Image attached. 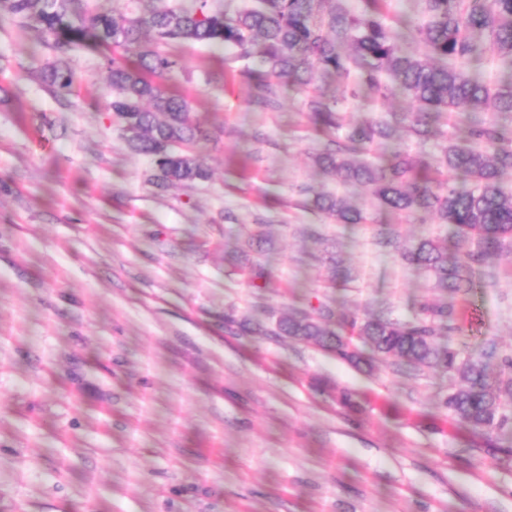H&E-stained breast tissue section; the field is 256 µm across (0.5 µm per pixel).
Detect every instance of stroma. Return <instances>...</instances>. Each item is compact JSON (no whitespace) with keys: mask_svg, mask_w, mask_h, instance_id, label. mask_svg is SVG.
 Segmentation results:
<instances>
[{"mask_svg":"<svg viewBox=\"0 0 512 512\" xmlns=\"http://www.w3.org/2000/svg\"><path fill=\"white\" fill-rule=\"evenodd\" d=\"M165 52L211 176L161 191L112 115L102 53L69 51L58 103L31 75L51 52L0 15V512H512V431L450 414L447 376L264 333L322 304L404 320L445 303L447 343L497 377L512 245L476 288L437 287L400 253L447 244L446 226L363 190L364 224L311 203L338 185L313 166L306 95L341 84L264 109L233 50Z\"/></svg>","mask_w":512,"mask_h":512,"instance_id":"stroma-1","label":"stroma"}]
</instances>
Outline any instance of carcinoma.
<instances>
[{
	"label": "carcinoma",
	"mask_w": 512,
	"mask_h": 512,
	"mask_svg": "<svg viewBox=\"0 0 512 512\" xmlns=\"http://www.w3.org/2000/svg\"><path fill=\"white\" fill-rule=\"evenodd\" d=\"M71 2L0 0V13L29 29L36 47L59 53L38 70L58 99L74 83L62 55L74 47L107 52L113 117L130 149L150 159L149 180L157 186L210 177L194 155L204 135L191 121L187 101L165 84L178 61L157 50L162 44L197 42L235 50L241 73L263 103L278 84L299 89L316 79L342 82L341 97L316 93L306 102L313 124L331 134L312 153L313 164L347 187H367L395 215L423 214L448 226L457 259L448 260L427 238L403 254L438 287L471 288L473 264L512 239V192L500 185L501 174L512 171V131L478 117L490 100L497 111L512 112V0H419L423 19L406 21L399 32L385 22L383 0H362L357 13L345 0H126L123 9L112 12L99 0H81L76 10ZM488 50L508 64L494 89L462 68ZM397 94L412 99L416 110L389 112L354 127L345 122L349 100ZM128 127L134 134L126 133ZM400 127L418 143L434 142L438 165L399 146L368 157L372 144L393 139ZM312 204L339 224L366 221L345 195L317 194ZM333 323L357 333L381 357L454 378L445 405L471 428L512 430V412L504 405L512 399V358L503 361L511 375L494 384L481 360L463 359L442 346L440 338L458 330L448 305L423 302L408 320L364 321L320 306L279 318L274 334L359 362L342 334L329 329Z\"/></svg>",
	"instance_id": "obj_1"
}]
</instances>
